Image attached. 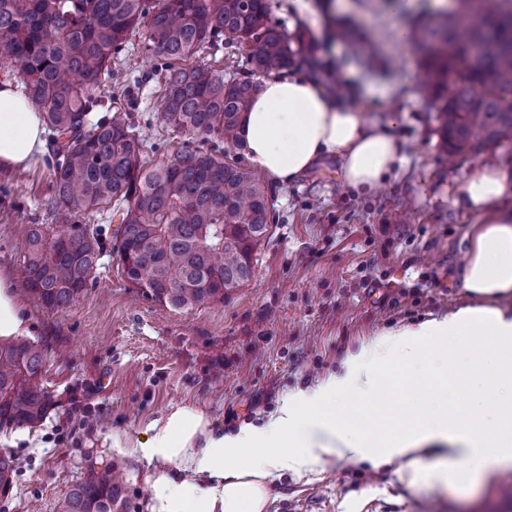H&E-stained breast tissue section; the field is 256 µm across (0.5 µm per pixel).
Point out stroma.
I'll return each mask as SVG.
<instances>
[{
    "instance_id": "1",
    "label": "stroma",
    "mask_w": 512,
    "mask_h": 512,
    "mask_svg": "<svg viewBox=\"0 0 512 512\" xmlns=\"http://www.w3.org/2000/svg\"><path fill=\"white\" fill-rule=\"evenodd\" d=\"M268 0L273 21L303 49L289 67L326 84L344 81L342 102L370 120L396 117L404 155L396 177L369 194L347 187L336 158L318 161L287 185L268 190L275 217L254 254L249 282L224 304L177 310L147 297L104 250L84 294L69 308L45 309L28 285L20 293L31 342L45 357L50 405L28 437L0 444L17 471L0 492V512H59L90 466L113 465L124 477L125 512H148L146 461L133 452L150 422L194 403L228 433L259 425L290 391L337 371L348 352L379 332L467 304L457 285L466 233L475 213L460 187L481 164H512L488 150L448 157L417 81L418 56L394 38L398 25L437 12L435 0ZM352 21L366 44L339 39ZM376 47L384 60L369 69ZM123 73L141 78L134 120L153 150L146 166L166 163L201 137L165 128L153 66L123 55ZM46 158L0 181V268L20 274L27 225L48 224ZM300 512H512V472L474 483L409 485L391 467L333 460L320 473L289 474L270 486L267 512L283 501Z\"/></svg>"
}]
</instances>
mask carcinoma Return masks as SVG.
<instances>
[{"label":"carcinoma","instance_id":"cac0c4a2","mask_svg":"<svg viewBox=\"0 0 512 512\" xmlns=\"http://www.w3.org/2000/svg\"><path fill=\"white\" fill-rule=\"evenodd\" d=\"M432 29L410 27L421 55L422 92L432 100L444 149L512 154V0H453ZM163 83L168 127L213 143L184 148L165 165L144 166L146 141L132 119L138 80L112 65L134 37ZM247 50L230 75L200 56L224 42ZM288 35L267 0H0V59L17 65L25 96L49 131L51 214L59 226L30 224L24 275L49 311L82 295L104 248L96 213L119 217L112 250L126 278L177 308L224 302L249 281L252 255L268 231L267 187L238 160V129L258 92V76L293 59ZM104 113L96 123L89 113ZM43 354L25 340L0 342V424L35 425L48 408ZM16 469L0 452V486ZM121 477L91 469L59 512H123Z\"/></svg>","mask_w":512,"mask_h":512}]
</instances>
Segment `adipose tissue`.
I'll return each mask as SVG.
<instances>
[{
	"label": "adipose tissue",
	"mask_w": 512,
	"mask_h": 512,
	"mask_svg": "<svg viewBox=\"0 0 512 512\" xmlns=\"http://www.w3.org/2000/svg\"><path fill=\"white\" fill-rule=\"evenodd\" d=\"M46 135L41 113L12 82L1 81L0 173L44 154ZM240 135L253 167L281 185L333 157L346 185L370 193L404 161L389 126L371 123L357 107L333 104L322 82L300 75L263 78ZM511 188L506 175L489 166L476 167L460 188L465 207L480 217L467 233L458 279L467 304L380 333L348 354L337 373L291 393L262 425L226 434L189 404L152 422L135 448L152 467L149 512H265L271 481L288 471L300 476L324 469L334 458L399 463L413 484L448 485L512 470V212L496 207ZM29 333L15 280L0 270V339ZM468 337L482 338L480 349L466 347ZM430 348L441 357L443 378L466 385L463 403L431 416L392 408L376 417L381 434L375 439L340 426L337 395H368L377 384L379 356L395 352L417 361ZM437 446L446 447L455 467L417 469Z\"/></svg>",
	"instance_id": "ef3b65f1"
}]
</instances>
